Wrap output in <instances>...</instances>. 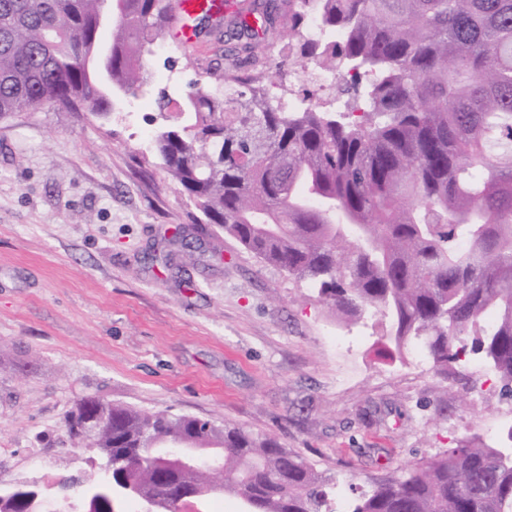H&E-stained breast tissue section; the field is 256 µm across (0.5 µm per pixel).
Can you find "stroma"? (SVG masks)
<instances>
[{"label":"stroma","mask_w":512,"mask_h":512,"mask_svg":"<svg viewBox=\"0 0 512 512\" xmlns=\"http://www.w3.org/2000/svg\"><path fill=\"white\" fill-rule=\"evenodd\" d=\"M218 29L189 53L164 39L151 71L179 97L224 63ZM269 40L264 83L335 100ZM163 118L126 98L109 119L51 108L0 119V489L34 486L51 512L98 470L64 418L87 396L274 435L337 478L375 481L512 424V396L479 363L447 377L384 353L389 324L337 320L306 283L200 214L142 141Z\"/></svg>","instance_id":"stroma-1"}]
</instances>
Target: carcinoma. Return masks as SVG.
<instances>
[{"mask_svg": "<svg viewBox=\"0 0 512 512\" xmlns=\"http://www.w3.org/2000/svg\"><path fill=\"white\" fill-rule=\"evenodd\" d=\"M107 84L95 57L104 0H0V118L53 107L109 117L152 83L170 0H117ZM317 11L319 39L307 36ZM224 30L222 73L180 98L152 92L167 124L153 152L205 223L317 290L354 321L380 316L390 354L413 345L438 375L473 356L512 396V0H266ZM283 61L347 74L345 110L286 112L244 64H264L277 17ZM102 432L86 437V407ZM104 461L112 500L191 493L240 512H337L336 481L273 437L92 396L66 419ZM222 450L184 471L164 445ZM345 512H512V426L368 485Z\"/></svg>", "mask_w": 512, "mask_h": 512, "instance_id": "carcinoma-1", "label": "carcinoma"}]
</instances>
